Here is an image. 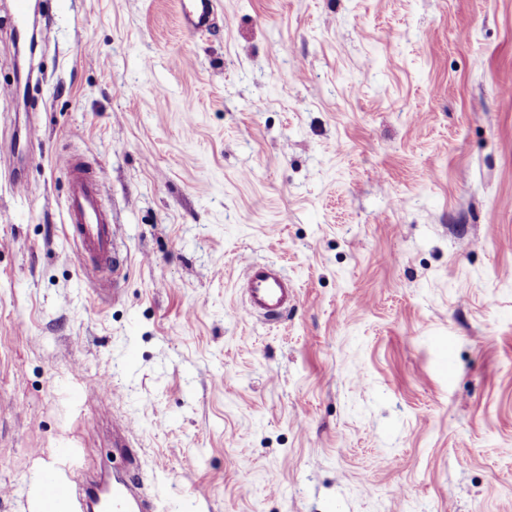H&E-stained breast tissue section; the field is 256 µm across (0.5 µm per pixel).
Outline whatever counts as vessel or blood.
I'll return each instance as SVG.
<instances>
[{
	"label": "vessel or blood",
	"mask_w": 512,
	"mask_h": 512,
	"mask_svg": "<svg viewBox=\"0 0 512 512\" xmlns=\"http://www.w3.org/2000/svg\"><path fill=\"white\" fill-rule=\"evenodd\" d=\"M183 18L195 31L209 29L215 19V0H179ZM71 174V192L66 207V231L87 258L86 271L96 276L109 270L116 261L113 250L111 217L101 200L98 187L83 162L64 158ZM245 311L250 315H284L295 299L287 278L274 266L245 262ZM132 425L112 423V446L127 463L135 453L128 436ZM35 482L42 512H152L153 505L141 491L134 476H119L112 482H92L78 488L63 482L56 470H41Z\"/></svg>",
	"instance_id": "b4317fda"
}]
</instances>
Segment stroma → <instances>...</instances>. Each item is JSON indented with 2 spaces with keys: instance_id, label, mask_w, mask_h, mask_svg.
<instances>
[{
  "instance_id": "stroma-1",
  "label": "stroma",
  "mask_w": 512,
  "mask_h": 512,
  "mask_svg": "<svg viewBox=\"0 0 512 512\" xmlns=\"http://www.w3.org/2000/svg\"><path fill=\"white\" fill-rule=\"evenodd\" d=\"M10 9L0 512L59 449L100 470L114 416L157 512H512V0H216L202 34L176 0H44L23 61ZM247 258L294 282L280 321L241 313ZM71 174V192L66 207V232L88 259L86 272L97 276L116 262L111 217L105 210L98 187L80 160L65 157Z\"/></svg>"
}]
</instances>
